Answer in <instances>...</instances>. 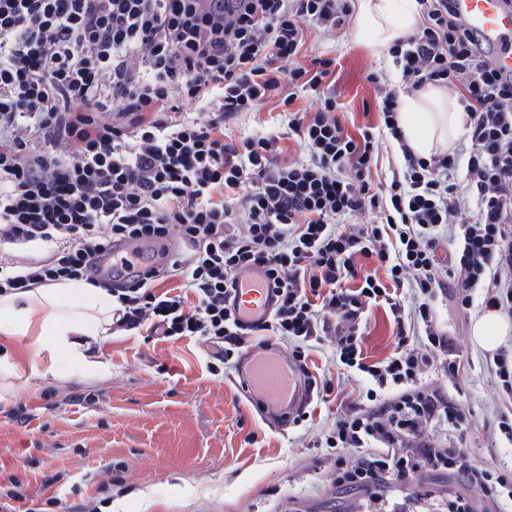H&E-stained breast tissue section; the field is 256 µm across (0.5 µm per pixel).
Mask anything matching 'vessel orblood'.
Instances as JSON below:
<instances>
[{"label": "vessel or blood", "mask_w": 512, "mask_h": 512, "mask_svg": "<svg viewBox=\"0 0 512 512\" xmlns=\"http://www.w3.org/2000/svg\"><path fill=\"white\" fill-rule=\"evenodd\" d=\"M456 12L476 35L493 67L502 78L512 77V0H454ZM241 290L236 314L241 323L254 325L266 321L275 307L276 297L261 270L238 277ZM239 376L246 391L276 418L287 417L303 397L299 374L287 353L271 350L242 357Z\"/></svg>", "instance_id": "vessel-or-blood-1"}]
</instances>
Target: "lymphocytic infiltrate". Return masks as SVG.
Returning <instances> with one entry per match:
<instances>
[{"instance_id":"lymphocytic-infiltrate-1","label":"lymphocytic infiltrate","mask_w":512,"mask_h":512,"mask_svg":"<svg viewBox=\"0 0 512 512\" xmlns=\"http://www.w3.org/2000/svg\"><path fill=\"white\" fill-rule=\"evenodd\" d=\"M416 3L418 28L389 50L400 81L454 91L466 115V148L427 159L397 125L396 92L381 95L378 128L353 137L324 87L335 59L297 61L306 27L336 32L355 0H0V296L81 280L111 293L113 332L194 339L224 365L282 343L308 401L324 404L333 379L309 374L308 358L329 345L367 384L322 437L334 486L374 493L445 474L466 489L448 512H476L512 501V469L442 439L473 419L452 392L462 361L434 304L512 318V81L452 0ZM285 83L316 101L307 112L283 100L308 153L287 166L278 136L224 133ZM380 131L399 160L378 183ZM367 210L377 223H353ZM120 243L153 254L98 271ZM251 269L279 300L246 326L236 281ZM172 277L188 295L164 290ZM379 305L396 346L370 363L363 336ZM432 373L447 386L426 383Z\"/></svg>"}]
</instances>
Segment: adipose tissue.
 <instances>
[{"mask_svg": "<svg viewBox=\"0 0 512 512\" xmlns=\"http://www.w3.org/2000/svg\"><path fill=\"white\" fill-rule=\"evenodd\" d=\"M354 37L383 53L415 30L420 16L413 0H356ZM397 121L414 153L430 157L448 147L463 132V114L456 101L435 86L404 97ZM112 296L82 281L39 286L0 297V334L25 336L37 332L52 350L48 365L68 362L83 371L104 376L109 363L94 358L91 347L109 332ZM33 361V373H40Z\"/></svg>", "mask_w": 512, "mask_h": 512, "instance_id": "obj_1", "label": "adipose tissue"}]
</instances>
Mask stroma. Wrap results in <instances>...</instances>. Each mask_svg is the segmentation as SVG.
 Returning a JSON list of instances; mask_svg holds the SVG:
<instances>
[{
	"mask_svg": "<svg viewBox=\"0 0 512 512\" xmlns=\"http://www.w3.org/2000/svg\"><path fill=\"white\" fill-rule=\"evenodd\" d=\"M339 63L331 89L341 105L337 116L350 135L379 123L383 88L369 80L385 62L354 41L306 27L301 64L317 56ZM278 98L229 122L233 138L258 130L284 129ZM459 310L451 299L436 305L437 318L456 338L465 366L459 383L473 415L462 440L477 460L512 462V446L487 449L495 422L498 386L486 367L489 353L469 331L480 314ZM35 337L0 335L12 387L0 403V502L21 492L16 512H448L449 494L461 484L430 474L378 497L346 491L332 483L335 456L318 447L336 403L317 407L302 425L274 426L241 389L234 370L211 372L208 351L183 339L159 341L146 333L101 339L99 359L112 366L106 377L78 371L33 374L29 354ZM395 348L392 319L372 308L362 350L368 361L386 359Z\"/></svg>",
	"mask_w": 512,
	"mask_h": 512,
	"instance_id": "1",
	"label": "stroma"
}]
</instances>
